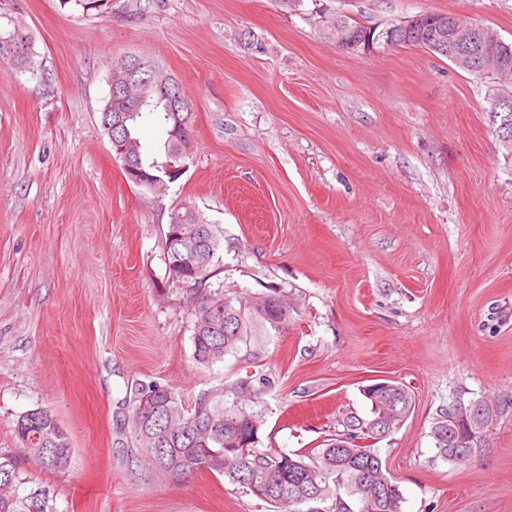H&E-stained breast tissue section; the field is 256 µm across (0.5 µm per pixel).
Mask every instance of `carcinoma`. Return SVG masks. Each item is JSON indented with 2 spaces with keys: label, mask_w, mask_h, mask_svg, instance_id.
Masks as SVG:
<instances>
[{
  "label": "carcinoma",
  "mask_w": 512,
  "mask_h": 512,
  "mask_svg": "<svg viewBox=\"0 0 512 512\" xmlns=\"http://www.w3.org/2000/svg\"><path fill=\"white\" fill-rule=\"evenodd\" d=\"M341 26L347 35L359 42L364 28L338 16L330 27ZM400 46H419L434 54L454 60L435 45L432 31L425 28L405 30L400 25L381 30L376 44L384 39ZM11 40L27 44V52L12 57L0 53V63L22 71L38 69L37 53L30 31L16 28L7 0H0V45ZM153 101L147 110L157 115L166 128L163 151H175L191 144V122L174 126L166 117L163 88L147 89ZM202 215L186 201L174 208L169 224L178 229L181 250L166 247V261L179 260V255L192 258L177 281L195 286L197 312L193 324V359L203 368L224 362L228 355L240 353L259 360L256 338L279 333L288 326L291 311L281 290L270 288L263 296L272 303H255L246 295L223 287H211L221 263L222 235L216 225L208 224L207 237H202L199 222ZM390 387L366 396L369 414L361 417L351 412L340 420L342 429L323 448L260 447L261 415L253 405L261 402L271 387L270 377L262 369L245 380L220 383L200 391L193 404L183 406L182 399L170 387L157 383L137 389L129 415L122 429L129 432L152 465L161 473L187 475L208 471L237 485L251 495L264 491L262 501L269 507L283 506L289 512H402L403 496L399 485L388 475L378 444L382 436H390L407 420L413 405L409 391L395 381ZM483 408L481 434L470 441V448L458 454L454 437L466 434L471 406L475 402L461 399L442 409L434 418L430 437L439 456L447 461L468 462L482 451V442L500 413V404L480 401ZM16 435L21 447L39 459L49 470L63 472L71 460V446L66 432L50 411L29 410L19 417ZM342 442L344 448L336 447ZM25 484L14 460L0 455V512H54L42 490L22 496Z\"/></svg>",
  "instance_id": "1"
}]
</instances>
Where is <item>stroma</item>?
I'll list each match as a JSON object with an SVG mask.
<instances>
[{"label":"stroma","mask_w":512,"mask_h":512,"mask_svg":"<svg viewBox=\"0 0 512 512\" xmlns=\"http://www.w3.org/2000/svg\"><path fill=\"white\" fill-rule=\"evenodd\" d=\"M42 69L0 64V453L55 512H269L223 477L159 474L120 422L140 385L189 403L254 373L192 358L189 285L166 271L172 209L224 231L218 278L282 289L268 336L266 448H313L363 389L404 384L414 408L381 455L402 512H512V145L491 111L512 81L415 47L345 51L329 18L384 29L454 13L512 43V0H11ZM143 54L193 109L191 159L164 191L126 181L101 127L107 64ZM504 410L480 457L438 458L454 401ZM42 407L72 448L55 472L20 448Z\"/></svg>","instance_id":"35a3bbf8"}]
</instances>
